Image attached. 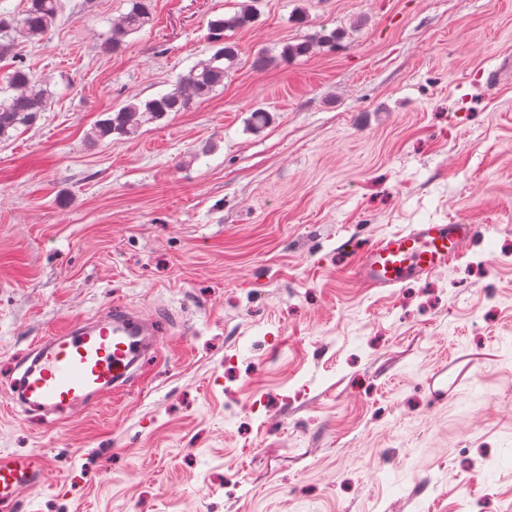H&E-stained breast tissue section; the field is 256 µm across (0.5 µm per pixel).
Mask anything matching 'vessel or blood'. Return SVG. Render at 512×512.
<instances>
[{
	"label": "vessel or blood",
	"mask_w": 512,
	"mask_h": 512,
	"mask_svg": "<svg viewBox=\"0 0 512 512\" xmlns=\"http://www.w3.org/2000/svg\"><path fill=\"white\" fill-rule=\"evenodd\" d=\"M474 224H415L369 244L355 277L369 288H393L446 268L479 234ZM161 325L113 307L110 315L78 320L39 340L22 361L11 398L27 411L69 414L127 386L149 352H160ZM48 455L0 454V512H19L20 495L41 486Z\"/></svg>",
	"instance_id": "vessel-or-blood-1"
}]
</instances>
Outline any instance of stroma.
I'll return each mask as SVG.
<instances>
[{"label":"stroma","instance_id":"35a3bbf8","mask_svg":"<svg viewBox=\"0 0 512 512\" xmlns=\"http://www.w3.org/2000/svg\"><path fill=\"white\" fill-rule=\"evenodd\" d=\"M61 2L14 39L47 110L0 140V452L53 460L23 512H512V0H255L211 98L103 144L240 0H154L116 52L128 0ZM324 26L334 50L247 60ZM431 221L486 233L429 278L355 279ZM115 305L166 326L126 389L8 408L31 344Z\"/></svg>","mask_w":512,"mask_h":512}]
</instances>
